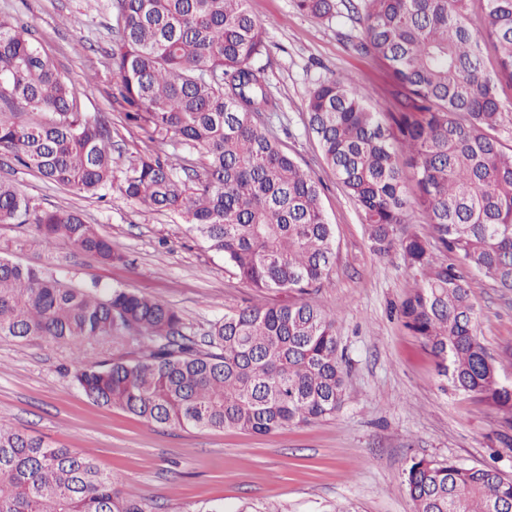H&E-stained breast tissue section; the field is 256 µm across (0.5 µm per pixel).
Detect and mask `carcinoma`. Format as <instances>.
<instances>
[{"label": "carcinoma", "mask_w": 512, "mask_h": 512, "mask_svg": "<svg viewBox=\"0 0 512 512\" xmlns=\"http://www.w3.org/2000/svg\"><path fill=\"white\" fill-rule=\"evenodd\" d=\"M248 0H112L120 26L109 55L115 101L150 139H176L164 158L140 155L115 178L107 116L81 112L28 28L0 19V150L78 194L117 187L151 211L182 215L250 288L284 303L249 304L215 320L207 348L167 303L126 288L103 292L0 256V337L77 351L92 339L137 344L131 360L82 359L73 378L93 402L156 425L268 435L336 414L347 365L336 318L306 298L328 282L333 225L321 182L265 126L279 105L256 59L265 50ZM336 16V0H296ZM484 15L483 34L465 23ZM356 49L381 61L392 90L372 105L334 77L316 84L307 127L357 204L373 249L402 252L420 273L399 307L453 391L495 407L512 428V384L477 337L469 275L512 292V0H365ZM203 177L190 186L194 156ZM418 212L431 239L405 234ZM31 224L102 262L126 256L81 214L43 210L0 178V223ZM454 256L447 263L433 248ZM405 484L415 512L512 508V479L492 466L414 458ZM0 512H146L111 474L74 448L0 425Z\"/></svg>", "instance_id": "cac0c4a2"}]
</instances>
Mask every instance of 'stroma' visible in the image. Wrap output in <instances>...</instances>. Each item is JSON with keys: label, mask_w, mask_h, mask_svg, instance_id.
<instances>
[{"label": "stroma", "mask_w": 512, "mask_h": 512, "mask_svg": "<svg viewBox=\"0 0 512 512\" xmlns=\"http://www.w3.org/2000/svg\"><path fill=\"white\" fill-rule=\"evenodd\" d=\"M266 31L260 57L280 109L268 124L288 153L323 184L322 205L336 238L330 281L311 299L336 316L348 375L336 416L258 436L228 428L162 427L94 404L73 381L79 357L131 358V341L107 338L82 350L43 340L0 338V424L92 456L122 492L148 512H413L403 482L412 458L496 467L512 478V448L499 442L501 414L475 398L441 390L433 357L397 314L418 277L399 250L375 252L355 203L337 185L305 127L310 89L334 76L372 101L389 97L384 66L354 50L361 23L347 10L327 20L298 12L294 0H248ZM0 16L31 29L61 75L81 92L87 115L112 121V168L141 154L169 155L173 140L152 141L128 125L115 102L109 52L119 26L112 0H0ZM0 178L15 181L36 206L77 210L126 256L122 265L59 241L45 245L29 224H0V255L50 265L101 289L121 286L162 300L196 338L224 313L250 303H282L285 293L247 288L183 217L151 211L118 191L82 196L14 166L0 150ZM471 292L478 338L512 383V292L482 276Z\"/></svg>", "instance_id": "35a3bbf8"}]
</instances>
